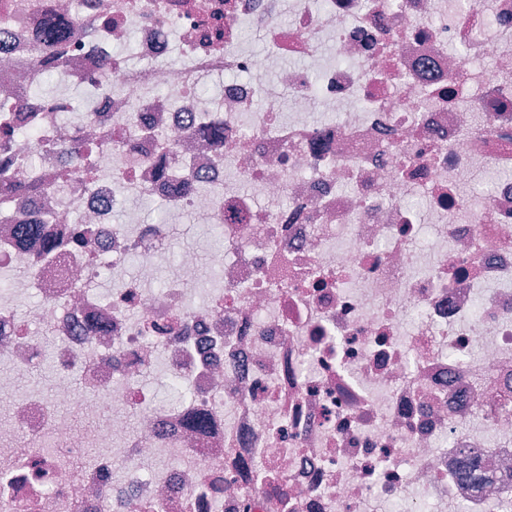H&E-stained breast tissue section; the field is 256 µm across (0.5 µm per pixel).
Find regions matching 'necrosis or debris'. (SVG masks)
Listing matches in <instances>:
<instances>
[{"label":"necrosis or debris","instance_id":"1","mask_svg":"<svg viewBox=\"0 0 512 512\" xmlns=\"http://www.w3.org/2000/svg\"><path fill=\"white\" fill-rule=\"evenodd\" d=\"M53 8L86 29L63 57L71 83L107 77L76 128L64 95L15 109ZM285 10L0 0V126L40 132L13 144L12 173L46 188L0 219V274L26 272L39 296L21 318L0 297V512H512V178L480 206L464 193L512 169V0H293L284 26ZM245 21L266 53L240 48ZM127 34L134 64L113 51ZM274 56L292 65L269 83ZM70 135L88 148L77 167ZM142 195L221 225L222 288L188 303L191 249L154 288L169 227L114 219ZM37 219L60 237L82 225L86 247L19 249ZM107 261L121 282L105 296ZM39 328L56 338L49 402L15 393ZM159 361L188 388L180 405L146 384Z\"/></svg>","mask_w":512,"mask_h":512}]
</instances>
